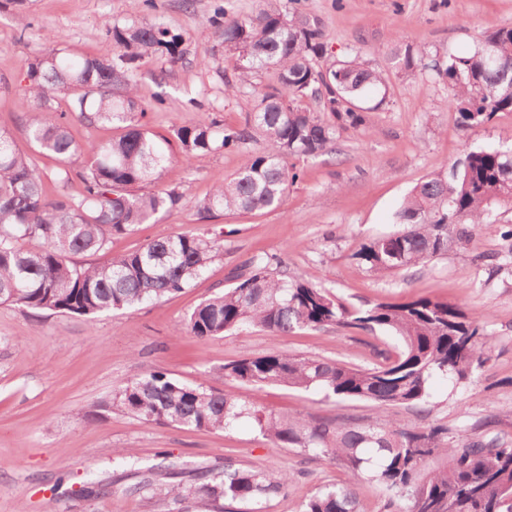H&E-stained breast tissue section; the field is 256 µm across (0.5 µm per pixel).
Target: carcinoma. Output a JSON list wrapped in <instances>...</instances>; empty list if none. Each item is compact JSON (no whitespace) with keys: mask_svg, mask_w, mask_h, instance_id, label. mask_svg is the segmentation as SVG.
<instances>
[{"mask_svg":"<svg viewBox=\"0 0 512 512\" xmlns=\"http://www.w3.org/2000/svg\"><path fill=\"white\" fill-rule=\"evenodd\" d=\"M242 19L217 23L239 86L272 69L276 84L257 91V103L244 122L224 128L208 115L166 134L143 122L145 108L134 83L143 60L159 53L182 56L177 34L155 26L130 24L109 30L119 53L78 57L62 43L27 61L24 98L26 135L36 151L75 170L83 184L76 197L50 198L45 174L0 131V303L79 316L121 310L179 293L201 278L224 255L220 238L208 233L179 234L154 240L134 251L84 266L73 257L99 253L112 238L130 235L139 224L181 205L175 189L163 195L143 191L161 179L173 162L197 154L248 152L233 178L194 202L199 220L226 213L278 208L299 174L291 156H314L350 130L365 126V113L386 100L383 71L357 57L327 62L318 22L294 10L286 16L280 0ZM400 69L414 73L432 67L447 80L449 107L457 124L472 129L499 112H512V26L486 33L473 48L444 64L425 63V53L396 42ZM318 101L319 111L303 106ZM107 125L120 133L104 142L78 144L69 123ZM512 204V149L466 153L448 174L415 186L396 213L402 230L360 245L356 259L372 271L394 274L424 266L448 252V234L465 219L485 224L495 209ZM337 327L396 338L380 350L371 368L340 360L270 353L224 364V376L255 387L271 385L318 390L325 397L360 400L379 408H416L429 397L435 376L457 382L483 363L490 345L478 319L446 301L419 297L403 303H347L299 276L270 269L256 256L246 260L224 291L198 304L177 331L207 340L243 327L288 334L296 329ZM102 407L144 425L225 430L242 418L276 448H301L315 457L343 462L353 479L369 473L387 495L384 512H512V447L499 437L474 440L447 429L392 422L333 425L303 415H280L234 394L183 384L163 370L130 381ZM290 475L274 477L255 467L224 465V472H200L188 482L143 486L149 502L177 512H261ZM303 512H364L351 485H336L311 496Z\"/></svg>","mask_w":512,"mask_h":512,"instance_id":"cac0c4a2","label":"carcinoma"}]
</instances>
